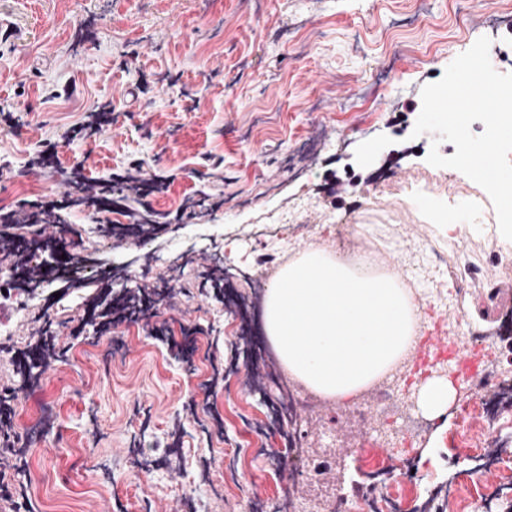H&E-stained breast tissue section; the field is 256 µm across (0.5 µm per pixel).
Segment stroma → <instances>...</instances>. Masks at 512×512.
Returning a JSON list of instances; mask_svg holds the SVG:
<instances>
[{
	"instance_id": "obj_1",
	"label": "stroma",
	"mask_w": 512,
	"mask_h": 512,
	"mask_svg": "<svg viewBox=\"0 0 512 512\" xmlns=\"http://www.w3.org/2000/svg\"><path fill=\"white\" fill-rule=\"evenodd\" d=\"M490 18L497 55L512 59V0H0V114L13 119L0 121V214L22 199L69 193L65 236L86 263L65 277L88 283L15 296L4 323L11 351L0 353V386L20 389L18 431L42 428L26 444L24 470L4 480L30 512H184L197 500L209 512H242L253 493L273 503L309 494L296 466L271 467L262 454L286 439L269 419L274 393L253 372L255 359L274 355L261 337L264 291L238 269L270 251L291 260L308 248L362 249V237L337 235L322 215L344 223L361 194L389 206L382 172L405 179L431 149L455 154L433 134L414 135L421 91L485 36ZM105 104L111 127L77 136ZM49 142L55 155L29 169ZM363 156L373 165L359 166ZM133 160L168 177L167 186L113 194L107 212L63 181L79 164L99 180ZM306 192L307 224L257 236L265 216ZM185 207L197 217L178 222ZM131 213L154 219L149 240L124 238ZM434 230L420 214H402L400 244L382 253L417 275L426 317L440 313L424 268ZM447 243L449 255L483 274L469 282L445 272V287L464 293L467 317L497 323L500 309L512 308L506 253L467 234H448ZM218 255L224 291L183 298L177 312L161 300L149 322H122L121 353L102 366L91 320L105 292H136L143 266L161 286L175 274L195 282ZM237 294L251 302L241 314L225 304ZM44 317L58 326L68 360L23 389V355ZM456 387L450 424L420 441L411 460L343 417L330 427L302 412L296 423L307 447L348 448L327 477L347 496L382 502L403 493L406 512H449V487L476 485L497 493L498 512H512V400L490 422L478 395L464 381ZM496 448L499 459L481 469ZM369 452L384 458L383 476L366 471Z\"/></svg>"
}]
</instances>
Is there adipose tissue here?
<instances>
[{"instance_id": "adipose-tissue-1", "label": "adipose tissue", "mask_w": 512, "mask_h": 512, "mask_svg": "<svg viewBox=\"0 0 512 512\" xmlns=\"http://www.w3.org/2000/svg\"><path fill=\"white\" fill-rule=\"evenodd\" d=\"M399 274L373 272L364 259L307 251L271 280L264 297L266 336L289 375L335 402L355 397L406 356L420 307ZM457 390L433 376L417 405L448 423Z\"/></svg>"}]
</instances>
